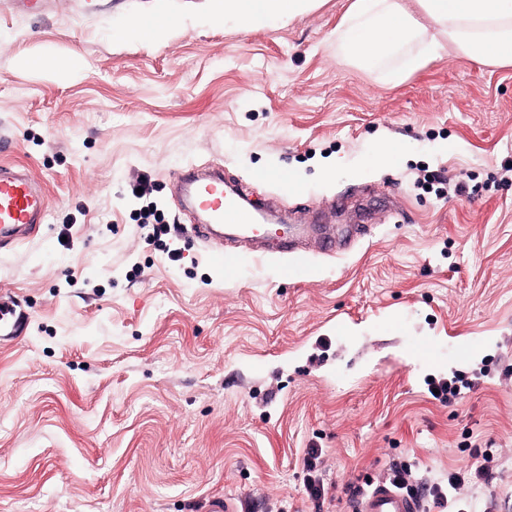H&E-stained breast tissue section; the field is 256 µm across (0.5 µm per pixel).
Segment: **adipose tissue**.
<instances>
[{
    "label": "adipose tissue",
    "mask_w": 512,
    "mask_h": 512,
    "mask_svg": "<svg viewBox=\"0 0 512 512\" xmlns=\"http://www.w3.org/2000/svg\"><path fill=\"white\" fill-rule=\"evenodd\" d=\"M320 0H213L216 14L242 23L295 19ZM344 63L383 69L399 84L443 55L512 68V0H351L329 37Z\"/></svg>",
    "instance_id": "obj_1"
}]
</instances>
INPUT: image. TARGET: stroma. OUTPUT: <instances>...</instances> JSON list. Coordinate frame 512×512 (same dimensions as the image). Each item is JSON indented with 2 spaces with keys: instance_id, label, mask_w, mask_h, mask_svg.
I'll list each match as a JSON object with an SVG mask.
<instances>
[{
  "instance_id": "35a3bbf8",
  "label": "stroma",
  "mask_w": 512,
  "mask_h": 512,
  "mask_svg": "<svg viewBox=\"0 0 512 512\" xmlns=\"http://www.w3.org/2000/svg\"><path fill=\"white\" fill-rule=\"evenodd\" d=\"M348 5L247 26L210 0H0V137L48 203L0 250V296L30 317L0 336V512H348L395 463L422 492L488 465L464 494L512 512V68L443 56L390 84L328 47ZM165 16L163 41L131 28ZM189 164L292 223L372 206L370 233L214 265L176 189ZM456 376L454 402L430 395Z\"/></svg>"
}]
</instances>
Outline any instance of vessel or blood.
I'll return each instance as SVG.
<instances>
[{
	"label": "vessel or blood",
	"mask_w": 512,
	"mask_h": 512,
	"mask_svg": "<svg viewBox=\"0 0 512 512\" xmlns=\"http://www.w3.org/2000/svg\"><path fill=\"white\" fill-rule=\"evenodd\" d=\"M181 183L191 206L202 217L201 223L192 227L197 237L227 242L260 240L265 232L260 214L247 208L239 193L225 191L223 173L215 171L202 179L190 173ZM46 216V196L27 169L0 163V249L17 248L31 240ZM27 322L26 313L12 312L0 302V334L15 335ZM350 512H421V500L379 483L357 495Z\"/></svg>",
	"instance_id": "b4317fda"
}]
</instances>
